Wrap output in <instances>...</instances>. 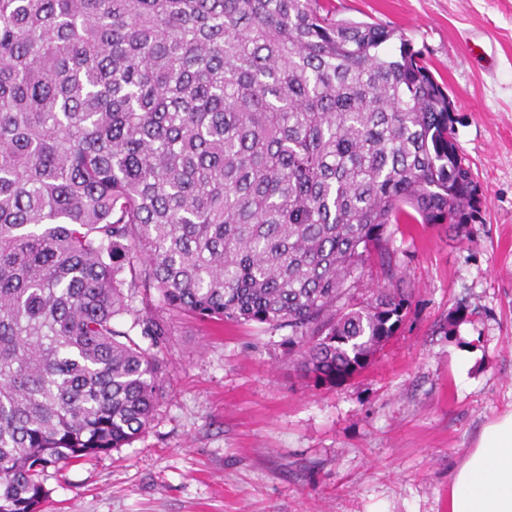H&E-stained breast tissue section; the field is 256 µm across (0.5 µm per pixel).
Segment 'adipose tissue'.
<instances>
[{
  "label": "adipose tissue",
  "instance_id": "ef3b65f1",
  "mask_svg": "<svg viewBox=\"0 0 512 512\" xmlns=\"http://www.w3.org/2000/svg\"><path fill=\"white\" fill-rule=\"evenodd\" d=\"M448 512H512V409L483 427L454 469Z\"/></svg>",
  "mask_w": 512,
  "mask_h": 512
}]
</instances>
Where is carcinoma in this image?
I'll return each instance as SVG.
<instances>
[{
  "mask_svg": "<svg viewBox=\"0 0 512 512\" xmlns=\"http://www.w3.org/2000/svg\"><path fill=\"white\" fill-rule=\"evenodd\" d=\"M455 123L408 39L321 0H0V512L150 427L164 312L286 327L317 385L363 370L410 299L388 226L479 213ZM375 288H390L389 282L384 279L381 267L376 260L366 265L362 270L359 290L357 291L359 301L368 298L370 291Z\"/></svg>",
  "mask_w": 512,
  "mask_h": 512,
  "instance_id": "carcinoma-1",
  "label": "carcinoma"
}]
</instances>
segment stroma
<instances>
[{
    "label": "stroma",
    "mask_w": 512,
    "mask_h": 512,
    "mask_svg": "<svg viewBox=\"0 0 512 512\" xmlns=\"http://www.w3.org/2000/svg\"><path fill=\"white\" fill-rule=\"evenodd\" d=\"M333 3L337 19L398 30L444 82L478 218L461 237L444 224L389 226L412 290L406 318L335 386L299 376L288 329L167 315L166 395L151 426L49 468L42 512H448L453 469L512 409V0ZM473 39L495 54L472 61Z\"/></svg>",
    "instance_id": "obj_1"
}]
</instances>
